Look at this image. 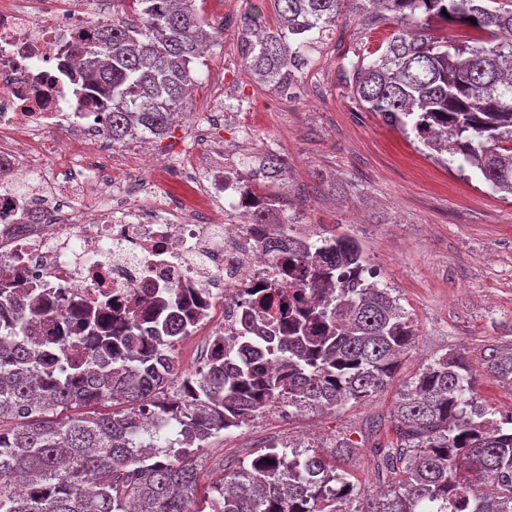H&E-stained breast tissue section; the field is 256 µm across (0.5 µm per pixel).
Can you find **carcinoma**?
Wrapping results in <instances>:
<instances>
[{"instance_id":"obj_1","label":"carcinoma","mask_w":512,"mask_h":512,"mask_svg":"<svg viewBox=\"0 0 512 512\" xmlns=\"http://www.w3.org/2000/svg\"><path fill=\"white\" fill-rule=\"evenodd\" d=\"M126 1L138 21L114 10L88 46L87 87L112 96L106 134L114 145L171 133L198 83L195 60L219 40L196 0H113ZM275 3L274 29L254 39L258 21L241 26L240 57L259 82L290 89L314 43L351 15L388 24L393 31L377 57L359 54L343 66L347 92L431 152L462 157L493 191L512 197V38H502L512 33V0ZM440 19L477 36L436 35ZM285 169L283 156L270 152L241 181ZM252 223L296 217L263 197ZM296 258L310 277L304 286L323 299L265 336L277 366L216 356L187 395L169 393L183 378L175 349L187 336L173 299L157 300L152 314L135 309L111 335L92 337V356L112 357L95 372L71 362L65 335L50 346L52 366L40 368L29 315L0 294V512H193L197 450L221 432L272 407L334 409L385 388L415 336L390 290L361 282L362 253L347 237L303 241ZM485 361L512 378V352ZM473 380L468 358L452 352L409 383L394 413L395 445L376 449L391 497L362 512H512V414L498 421L469 414ZM355 453L345 444L330 457L268 448L224 476L212 512H344L357 494L346 469Z\"/></svg>"}]
</instances>
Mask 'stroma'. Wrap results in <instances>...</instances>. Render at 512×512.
Here are the masks:
<instances>
[{"label":"stroma","mask_w":512,"mask_h":512,"mask_svg":"<svg viewBox=\"0 0 512 512\" xmlns=\"http://www.w3.org/2000/svg\"><path fill=\"white\" fill-rule=\"evenodd\" d=\"M196 6L222 35L194 63L199 83L187 101L193 120L151 140L153 153L176 157L188 143H204L208 126L220 121L224 142L211 153L225 165L271 151L285 156L286 176L254 181L253 190L277 198L317 235L354 238L415 329L394 380L369 400L333 411L276 408L221 433L200 451L196 500L215 497L225 464L248 463L264 447L328 455L346 440L359 449L348 466L359 489L379 495L387 485L377 476L375 451L392 441L394 409L412 378L443 355L466 352L480 371L474 402L497 420L512 414V383L482 369L490 347L512 348V197L494 193L472 168L430 157L415 134L348 95L346 59L378 48L390 27L355 18L338 23L313 47L296 87L276 94L253 79L238 53L245 17L258 12L264 26H276L274 0Z\"/></svg>","instance_id":"1"}]
</instances>
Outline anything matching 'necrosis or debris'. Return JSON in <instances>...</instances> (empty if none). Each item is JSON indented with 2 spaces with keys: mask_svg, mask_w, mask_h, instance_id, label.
Wrapping results in <instances>:
<instances>
[{
  "mask_svg": "<svg viewBox=\"0 0 512 512\" xmlns=\"http://www.w3.org/2000/svg\"><path fill=\"white\" fill-rule=\"evenodd\" d=\"M112 0L84 9L56 0H0V289L36 311L42 336L61 334L71 314L106 305L122 313L154 292L176 291L192 307L189 331L206 328V353L240 356L244 334L265 336L258 302L293 298L284 276L297 232L281 225L277 255L264 233L224 211L238 182L212 168L204 184L194 164L141 161L155 202L140 193L102 148L106 104L80 109L71 89L86 72L82 44L111 22ZM46 221H30L33 210Z\"/></svg>",
  "mask_w": 512,
  "mask_h": 512,
  "instance_id": "4bbe7bcc",
  "label": "necrosis or debris"
}]
</instances>
